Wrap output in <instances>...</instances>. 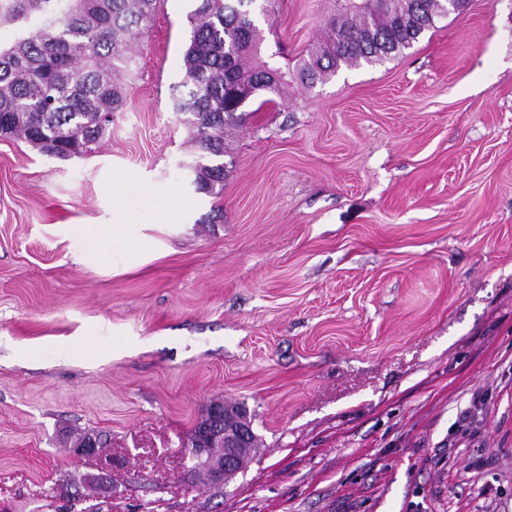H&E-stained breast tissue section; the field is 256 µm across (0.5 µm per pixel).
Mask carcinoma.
Returning <instances> with one entry per match:
<instances>
[{"mask_svg": "<svg viewBox=\"0 0 512 512\" xmlns=\"http://www.w3.org/2000/svg\"><path fill=\"white\" fill-rule=\"evenodd\" d=\"M277 0H194L181 79L173 107L193 131L198 156L186 165L199 193L224 187V127L267 93L288 89L280 51L264 45L260 23L273 27ZM160 0H0V26L15 25L0 49V137L22 139L40 153L68 160L91 151L124 110L137 69L136 40ZM449 0H334L323 39L301 60L308 87L344 66L376 65L409 48Z\"/></svg>", "mask_w": 512, "mask_h": 512, "instance_id": "cac0c4a2", "label": "carcinoma"}]
</instances>
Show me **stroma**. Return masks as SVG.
<instances>
[{
  "label": "stroma",
  "instance_id": "1",
  "mask_svg": "<svg viewBox=\"0 0 512 512\" xmlns=\"http://www.w3.org/2000/svg\"><path fill=\"white\" fill-rule=\"evenodd\" d=\"M192 8L91 153L0 138V512H512V0L311 88L331 2L279 0L288 90L226 129L219 195L173 109ZM116 198L153 256L104 267L78 227ZM216 401L258 438L219 483L182 465Z\"/></svg>",
  "mask_w": 512,
  "mask_h": 512
}]
</instances>
